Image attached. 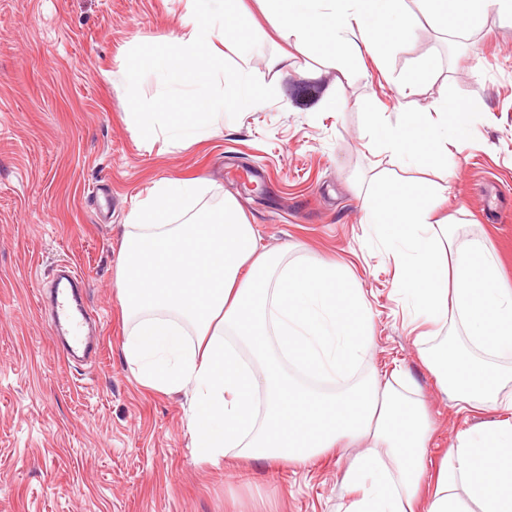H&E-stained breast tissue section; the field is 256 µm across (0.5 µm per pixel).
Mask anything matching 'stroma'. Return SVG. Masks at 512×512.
Returning a JSON list of instances; mask_svg holds the SVG:
<instances>
[{
	"mask_svg": "<svg viewBox=\"0 0 512 512\" xmlns=\"http://www.w3.org/2000/svg\"><path fill=\"white\" fill-rule=\"evenodd\" d=\"M187 0H0V512H347L339 480L357 442L305 464L197 463L188 392L142 387L122 352L113 287L122 226L155 182L198 176L200 212L233 200L268 250L332 262L372 314L371 364L407 373L425 400L440 458L457 429L512 410L458 414L419 361L392 262L369 233L380 114L441 100L466 147L429 146L389 182L412 195L447 182L441 213L456 237H486L512 286V18L488 9L444 30L428 0H406L409 37L341 60L236 16L256 79L274 92L219 119L217 135L177 145L139 136L119 87L129 55L166 45ZM292 52L305 73L276 62ZM411 81L413 94L397 95ZM84 277L96 353L67 359L41 302L58 264Z\"/></svg>",
	"mask_w": 512,
	"mask_h": 512,
	"instance_id": "35a3bbf8",
	"label": "stroma"
}]
</instances>
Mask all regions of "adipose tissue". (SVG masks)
Returning a JSON list of instances; mask_svg holds the SVG:
<instances>
[{"label": "adipose tissue", "mask_w": 512, "mask_h": 512, "mask_svg": "<svg viewBox=\"0 0 512 512\" xmlns=\"http://www.w3.org/2000/svg\"><path fill=\"white\" fill-rule=\"evenodd\" d=\"M179 32L161 51L132 57L121 86L135 130L180 144L217 134L221 115L258 104L250 55L231 35L225 0H187ZM280 36L318 51L350 50L352 33L365 50L401 38L402 0H258ZM385 7L379 24L377 7ZM236 56L225 64V52ZM149 71L167 93L139 96ZM409 113L385 124L381 151L408 166L425 143L447 142L443 116ZM203 181L161 180L136 200L123 226L115 273L125 322L123 352L136 380L160 393L191 389L188 431L198 463L227 459L302 464L342 440L367 447L345 469L341 488L351 512H512V420L460 430L436 470L427 466L432 424L423 400L380 382L368 368L372 318L361 289L335 265H289L258 251L257 232L233 201L197 216ZM447 188L429 195L392 191L369 208V228L395 265V284L415 322L421 364L456 413L500 406L503 375L496 361L512 358V290L497 287L499 264L486 240L455 243L432 213ZM356 309L349 328L342 313ZM459 317L485 361H440L427 343ZM366 380L351 384L359 370ZM325 378L340 391L324 394L309 381Z\"/></svg>", "instance_id": "obj_1"}]
</instances>
